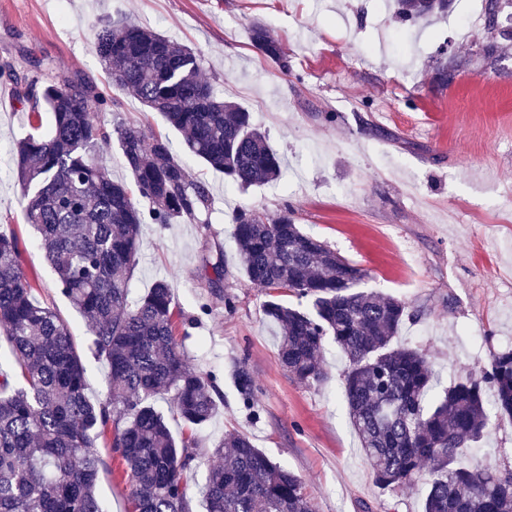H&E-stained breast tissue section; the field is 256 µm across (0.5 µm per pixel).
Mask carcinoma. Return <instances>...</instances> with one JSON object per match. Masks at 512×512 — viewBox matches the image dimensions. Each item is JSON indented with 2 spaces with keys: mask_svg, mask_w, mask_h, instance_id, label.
Returning a JSON list of instances; mask_svg holds the SVG:
<instances>
[{
  "mask_svg": "<svg viewBox=\"0 0 512 512\" xmlns=\"http://www.w3.org/2000/svg\"><path fill=\"white\" fill-rule=\"evenodd\" d=\"M452 0H394L396 17L416 24L448 12ZM512 22V0H484L486 41L468 57L437 63L446 85L461 70L496 65L512 48L494 17ZM251 41L288 67L281 43L261 24ZM95 46L112 86L160 112L184 135L188 153L247 188L281 176L282 159L250 112L218 96L200 75L201 57L186 45L124 20L95 24ZM18 99L30 105L32 132L11 150L24 192L26 223L56 274L57 290L87 320V350L109 368L105 398L86 395L82 352L58 311L32 298L33 285L15 235L0 234V329L13 363L0 365V512H103L97 494L99 440L121 462L134 512H193L187 473L205 471V512H317L300 478L243 433L211 449L177 441L160 400L189 427L207 423L221 393L212 373L187 365L176 338L172 289L156 282L137 300L129 282L143 224L192 220L209 211L207 186L192 179L168 137L95 121L119 102L82 74L42 81L8 69ZM49 130L40 133L44 118ZM117 137L133 185L112 180L99 144ZM232 238L246 281L268 296L264 317L278 330V360L306 385L323 382L329 340L347 361L348 420L382 489L402 490L425 466L431 479L423 512H512V476L460 463L492 417L512 421V346L488 369L437 390L425 354L396 343L408 307L364 290L366 270L304 232L289 212L268 216L239 208ZM306 301L295 306L283 299ZM231 378L244 405L255 398L245 361ZM494 390L495 413L484 401Z\"/></svg>",
  "mask_w": 512,
  "mask_h": 512,
  "instance_id": "cac0c4a2",
  "label": "carcinoma"
}]
</instances>
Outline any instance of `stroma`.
<instances>
[{
	"label": "stroma",
	"mask_w": 512,
	"mask_h": 512,
	"mask_svg": "<svg viewBox=\"0 0 512 512\" xmlns=\"http://www.w3.org/2000/svg\"><path fill=\"white\" fill-rule=\"evenodd\" d=\"M482 7L483 0H453L448 15L407 28L385 0H0V67L42 79L80 73L109 89L92 24L122 18L191 47L215 92L268 132L283 160L274 183L241 190L186 158L210 191L207 221L142 225L130 296L166 279L177 308L197 320L180 339L189 367L218 378L223 403L213 419L188 429L167 409L173 434L209 448L229 433L249 434L302 479L318 512H423L429 475L402 491L375 484L346 421L347 362L334 343L326 345L322 383H298L280 367L277 329L261 313L266 295L238 272L228 218L241 207L271 216L291 209L296 224L368 270L366 287L407 304L399 338L422 350L443 381L480 374L512 346V52L497 69L458 73L445 87L432 76L439 46L463 56L485 39ZM256 22L282 43L288 68L253 48ZM110 91L120 107L98 113L99 123L134 125L182 145L158 112ZM28 111L16 98L0 108V233L18 237L34 298L57 309L80 346L86 323L56 290L11 170ZM328 112L335 121H325ZM218 249L226 269L219 290L202 264ZM228 293L237 298L232 313ZM240 359L257 386L251 411L230 378ZM99 454L105 512H132L121 464L109 448ZM473 459L512 474V422L492 420Z\"/></svg>",
	"instance_id": "obj_1"
}]
</instances>
